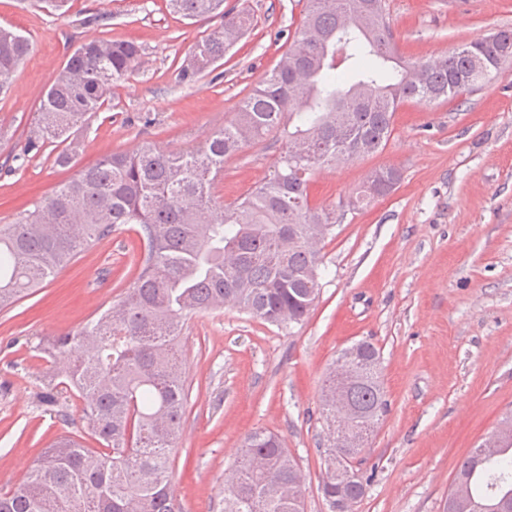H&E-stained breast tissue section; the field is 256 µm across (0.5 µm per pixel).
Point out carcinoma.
<instances>
[{
    "label": "carcinoma",
    "instance_id": "obj_1",
    "mask_svg": "<svg viewBox=\"0 0 512 512\" xmlns=\"http://www.w3.org/2000/svg\"><path fill=\"white\" fill-rule=\"evenodd\" d=\"M168 2L187 20L220 19L180 68L184 83L223 60L251 23L247 14L227 15L224 0ZM31 51L28 38L0 28V94ZM140 54L128 41L81 44L43 92L22 154L51 146L55 165L74 166L83 151L78 131ZM507 58L511 29L417 60L400 53L385 0H305L288 51L202 146L161 152L142 145L104 155L1 224V310L123 224L137 225L145 253L119 301L48 349L70 360L66 388L87 399L99 447L59 435L21 483L0 493V512H177L169 457L188 397L177 347L186 321L231 304L283 329L302 322L320 293L318 250L309 238L318 225L340 223L335 207L310 204L313 172L379 152L404 103L457 97ZM277 134L285 143L268 178L221 218H209L224 160ZM379 177L398 183L401 174L394 167L370 172L354 207L380 196ZM358 345L376 364L349 393L365 411L360 425L369 436L388 403L380 349L367 340ZM360 454L351 451L344 476V490L359 497ZM295 466L279 436L252 432L225 485L223 512H304V498L285 493ZM456 477L470 479L466 512H498L503 499L512 500V442L492 457L472 449Z\"/></svg>",
    "mask_w": 512,
    "mask_h": 512
}]
</instances>
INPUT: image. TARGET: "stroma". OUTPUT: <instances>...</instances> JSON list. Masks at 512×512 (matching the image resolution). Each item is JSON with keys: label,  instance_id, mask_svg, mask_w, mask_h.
Returning <instances> with one entry per match:
<instances>
[{"label": "stroma", "instance_id": "stroma-1", "mask_svg": "<svg viewBox=\"0 0 512 512\" xmlns=\"http://www.w3.org/2000/svg\"><path fill=\"white\" fill-rule=\"evenodd\" d=\"M394 40L412 58L512 29V0H387ZM250 28L217 70L177 73L215 21L191 23L165 0H0V27L32 52L0 96V224L69 179L51 151L21 160L43 91L82 43L132 40L142 53L80 130L78 166L145 143L202 145L287 51L303 0H224ZM281 149L268 138L224 163L218 205L249 194ZM402 179L347 215L319 252L321 292L302 324L281 329L233 307L192 316L181 337L188 399L172 486L181 512H222L225 475L244 438L280 435L307 477L305 512H328L320 492L321 387L338 354L361 340L380 350L388 411L363 453L370 482L354 512H443L459 462L512 414V62L472 91L406 103L385 148L312 176L310 199L334 206L373 169ZM144 246L125 224L56 277L0 312V491L21 481L62 433L88 435L84 399L64 384L47 343L118 301ZM53 393L55 405L41 400Z\"/></svg>", "mask_w": 512, "mask_h": 512}]
</instances>
